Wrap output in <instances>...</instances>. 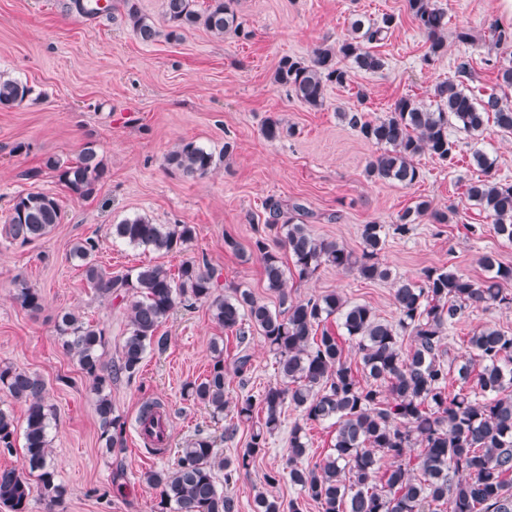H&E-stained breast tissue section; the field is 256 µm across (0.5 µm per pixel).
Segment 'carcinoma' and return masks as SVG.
I'll return each mask as SVG.
<instances>
[{
    "label": "carcinoma",
    "mask_w": 512,
    "mask_h": 512,
    "mask_svg": "<svg viewBox=\"0 0 512 512\" xmlns=\"http://www.w3.org/2000/svg\"><path fill=\"white\" fill-rule=\"evenodd\" d=\"M119 2L133 34L145 44L155 41L158 31L141 14L137 0ZM237 2L164 0V15L173 27L169 36L202 27L217 36L232 33L246 39L250 32L239 21ZM407 9L427 37L425 61L430 62L444 51L448 15L435 0H407ZM394 23L395 17L387 14L376 23L357 19L338 46L320 45L308 60L281 58L274 82L308 107L322 108L327 87L342 86L350 77L337 65L336 56L365 72L381 70L384 61L369 44L381 40ZM492 38L495 46L511 48L512 28L495 25ZM486 65L497 70L499 87L512 89V57L505 62L488 59ZM455 74L475 80L469 56L456 58ZM31 93L27 84L0 77V108L18 105ZM434 98V109L402 97L383 118L350 117L364 140L382 147L367 164L369 178L413 186L421 178L415 158L425 153L453 164L456 144L448 137L450 124L476 136L491 122L500 133L512 135V101L506 96L490 93L478 98L448 80L436 84ZM262 133L275 141L292 135L293 128L270 118ZM472 161L480 175L467 185V196L492 219L496 234L512 243V183L498 179L494 160L485 152H473ZM165 162L189 179L204 178L217 165L213 152L186 139ZM44 166L82 199L90 197L107 174L90 145L71 162L50 156ZM264 210V224L254 227L252 248L263 264L267 288L278 296L274 312L247 289L237 288L230 296L220 293L218 276L204 255L182 262L175 273L163 265H147L114 275L95 261L98 240L88 237L71 247L70 257L80 263L88 287L129 311V334L117 359L109 363L103 360V329L73 312L61 314L56 322L64 349L89 380L107 454L117 456L124 450L125 422L112 405V383L132 381L148 349L165 345L158 330L177 306L200 303L218 326L235 333L238 352L232 371L241 386L252 374L247 353L252 334L263 338L276 359L280 381L256 394L243 390L234 403L237 421H255L243 453L222 459L210 437L197 434L178 450L174 467L144 473L145 483L157 490L154 512H238L236 499L218 488L216 471H224L227 484L248 471L266 454L287 405L299 411L300 419L290 431L284 465L265 473L264 479L270 487L286 479L300 497L285 504L260 491L253 512H303L304 500L315 503L320 512H512V334L485 326L468 338L469 353L459 360L446 359L443 347L446 331L467 310L512 304V296L502 288L512 281V266L486 254L481 264L493 275L482 281L444 266L423 269L418 280L400 279L393 292L398 320L392 323L378 318L370 306L350 303L335 292L297 300L288 291V276L302 281L331 265L355 271L367 281H387L391 272L379 254L389 233L404 235L423 218L448 224L453 209L419 200L390 229L376 222L364 224L358 255L336 241L315 237L276 200H266ZM61 221L53 195L19 193L12 198L5 235L25 245L48 235ZM272 229L281 235L283 254L269 244L267 231ZM111 234L129 245L168 254L183 250L196 230L192 224H156L137 215L112 225ZM15 298L32 313L43 307L41 291L24 282L18 284ZM332 315L355 349L353 364L343 359L339 337L323 326ZM406 336L412 338L408 349L403 347ZM212 350L206 377L188 383L184 391L219 415L227 406L224 348L216 343ZM452 381L459 390H449ZM0 389L25 407L22 462L18 468L0 470V503L9 512H29L34 479L49 512H56L66 490L57 481L51 448L54 412L45 383L36 374L0 366ZM159 406L147 403L138 416L142 434L157 447L167 438L159 430L164 421ZM259 413L263 417L254 419ZM324 422L335 427L332 452L306 463L308 430ZM17 432L14 415L0 408V449L12 452Z\"/></svg>",
    "instance_id": "cac0c4a2"
}]
</instances>
